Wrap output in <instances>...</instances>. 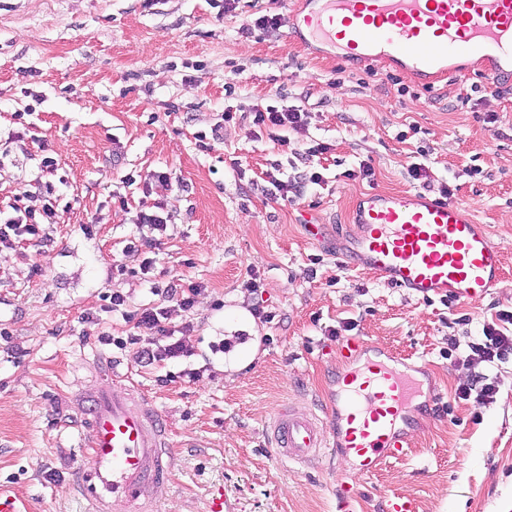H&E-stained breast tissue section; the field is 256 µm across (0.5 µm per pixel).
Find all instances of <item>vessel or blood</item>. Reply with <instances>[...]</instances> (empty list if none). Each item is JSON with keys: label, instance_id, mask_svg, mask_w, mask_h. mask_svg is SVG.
Masks as SVG:
<instances>
[{"label": "vessel or blood", "instance_id": "obj_1", "mask_svg": "<svg viewBox=\"0 0 512 512\" xmlns=\"http://www.w3.org/2000/svg\"><path fill=\"white\" fill-rule=\"evenodd\" d=\"M290 40H312L348 64L375 57L430 84L461 61L492 80H512V0H297L287 19ZM347 264L376 274L426 301H471L503 278L504 257L486 225L468 209L424 193L371 191L358 197ZM109 387L82 391L80 435L90 466L76 480L86 512H150L153 489L169 476L167 426L149 398L119 386V372L97 363ZM344 412L336 435L366 474L407 455L410 407L433 395L414 380L374 364L343 379ZM276 458L305 461L327 445L310 414L283 407L269 423Z\"/></svg>", "mask_w": 512, "mask_h": 512}]
</instances>
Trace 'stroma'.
Listing matches in <instances>:
<instances>
[{"instance_id":"stroma-1","label":"stroma","mask_w":512,"mask_h":512,"mask_svg":"<svg viewBox=\"0 0 512 512\" xmlns=\"http://www.w3.org/2000/svg\"><path fill=\"white\" fill-rule=\"evenodd\" d=\"M294 6L0 0V202L38 175L43 153L64 177L50 244L0 251V489L30 512H83L74 392L102 386L99 354L167 424L170 476L152 493L155 512H206L217 492L225 512H339L343 482L358 491L352 512H381L391 494L414 498L418 512H512V360L466 361L484 323L512 311V94L475 71L425 86L383 58L353 67L296 45L284 26L241 30ZM269 104L302 107L304 126L277 138L253 127ZM319 143L326 152L308 157ZM414 162L426 178L411 177ZM362 163L373 182L346 178ZM311 168L323 180L296 202L271 195L270 177ZM149 170L179 183L166 199L173 225L148 275H121L135 216L153 202L139 179ZM444 186L503 252L498 287L471 302L422 301L343 265L361 231L358 195ZM251 269L263 283L254 293L243 286ZM173 276L207 287L192 311L169 309V325L189 326L193 356L146 367L134 350L99 344L100 332L129 331L105 312L107 295L152 304ZM257 307L273 321L256 319ZM333 328L363 340L359 361L341 360ZM220 339L232 353H212ZM392 353L439 399L437 411L413 409L405 459L366 475L333 436L309 463L272 456L266 430L280 405L333 423L343 375ZM184 369L201 380L179 378ZM169 371L176 381L161 383ZM477 371L496 387L484 405L456 395Z\"/></svg>"}]
</instances>
